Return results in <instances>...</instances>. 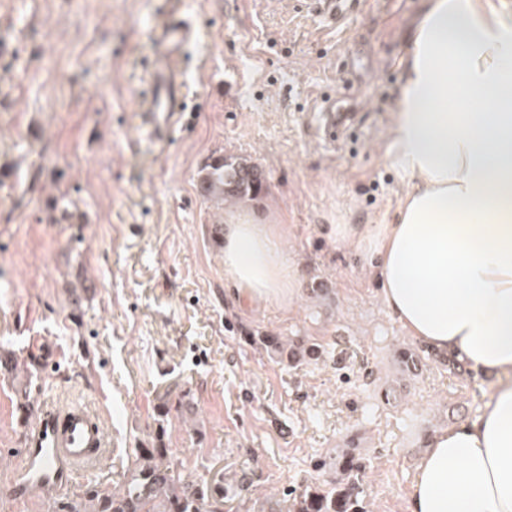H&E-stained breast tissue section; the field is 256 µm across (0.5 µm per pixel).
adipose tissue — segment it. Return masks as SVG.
I'll return each mask as SVG.
<instances>
[{
    "label": "adipose tissue",
    "mask_w": 512,
    "mask_h": 512,
    "mask_svg": "<svg viewBox=\"0 0 512 512\" xmlns=\"http://www.w3.org/2000/svg\"><path fill=\"white\" fill-rule=\"evenodd\" d=\"M490 104L478 114L468 106ZM391 160L408 191L391 224L335 235L376 262L383 303L416 340L494 376L482 412L434 434L407 512H512V16L494 0H428L410 39ZM280 227L224 226L238 300L295 296Z\"/></svg>",
    "instance_id": "adipose-tissue-1"
}]
</instances>
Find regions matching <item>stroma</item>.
I'll return each mask as SVG.
<instances>
[{
	"instance_id": "35a3bbf8",
	"label": "stroma",
	"mask_w": 512,
	"mask_h": 512,
	"mask_svg": "<svg viewBox=\"0 0 512 512\" xmlns=\"http://www.w3.org/2000/svg\"><path fill=\"white\" fill-rule=\"evenodd\" d=\"M194 28L181 58L198 120L154 129L140 102L173 2ZM424 0H361L330 26L303 0H0V351L38 375L34 409L90 402L112 453L78 492L121 484L135 450L171 412L166 442L186 475L223 473L262 500L334 479L336 451L366 466L372 512H405L415 466L438 430L480 413L492 377L413 340L375 274L336 224H386L408 181L393 167V124L408 41ZM358 108L336 144L314 132L326 98ZM252 157L271 194L240 204L282 225L285 307L242 305L224 277L197 190L210 157ZM303 338L320 353L289 368L226 319ZM194 411L181 422L183 391ZM0 375V502L25 423Z\"/></svg>"
}]
</instances>
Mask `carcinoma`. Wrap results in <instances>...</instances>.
Here are the masks:
<instances>
[{
  "mask_svg": "<svg viewBox=\"0 0 512 512\" xmlns=\"http://www.w3.org/2000/svg\"><path fill=\"white\" fill-rule=\"evenodd\" d=\"M198 191L204 199H220L227 207L259 203L270 195L265 171L240 155H219L206 162L199 172ZM242 332L250 345L280 364L294 366L314 354L302 339L290 341L247 328ZM168 415L169 407H161L151 441L135 449V463L119 488L91 489L70 512H224L228 493L223 474L196 480L174 465L165 442ZM337 470L334 481L286 489L259 512H371L365 500V465L346 455Z\"/></svg>",
  "mask_w": 512,
  "mask_h": 512,
  "instance_id": "carcinoma-1",
  "label": "carcinoma"
}]
</instances>
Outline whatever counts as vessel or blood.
<instances>
[{
	"mask_svg": "<svg viewBox=\"0 0 512 512\" xmlns=\"http://www.w3.org/2000/svg\"><path fill=\"white\" fill-rule=\"evenodd\" d=\"M359 0H311L318 18L327 24L351 15ZM193 35L183 19H169L157 30L164 53L153 67L150 91L143 100L145 111L168 129L188 123L182 91L181 51ZM355 113L340 110L335 100H325L316 115V131L333 143L350 130ZM108 443L98 416L82 403L60 407L49 403L38 412L24 437L21 461L6 490L29 502L70 495L79 474L96 471L107 456Z\"/></svg>",
	"mask_w": 512,
	"mask_h": 512,
	"instance_id": "obj_1",
	"label": "vessel or blood"
}]
</instances>
